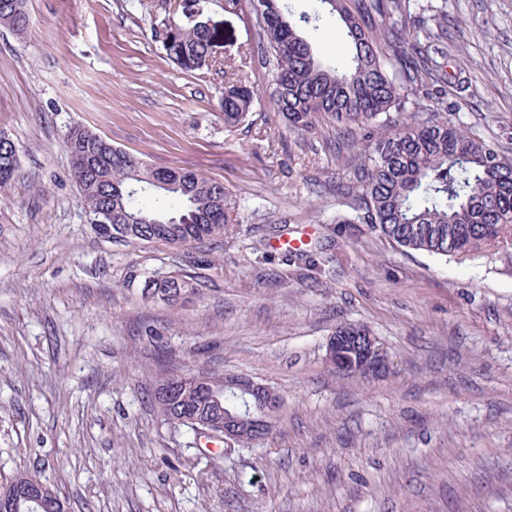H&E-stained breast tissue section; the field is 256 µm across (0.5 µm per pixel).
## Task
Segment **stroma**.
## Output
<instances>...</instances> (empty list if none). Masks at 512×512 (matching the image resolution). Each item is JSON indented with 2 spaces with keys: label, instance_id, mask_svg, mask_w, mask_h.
Masks as SVG:
<instances>
[{
  "label": "stroma",
  "instance_id": "35a3bbf8",
  "mask_svg": "<svg viewBox=\"0 0 512 512\" xmlns=\"http://www.w3.org/2000/svg\"><path fill=\"white\" fill-rule=\"evenodd\" d=\"M190 2L219 32L184 70L158 37ZM448 117L512 160V0H428ZM0 28V130L21 176L0 189V477L39 471L69 512H512V258L406 252L337 194L349 179L322 127L301 138L269 106L249 0H28ZM347 62L336 19L304 28ZM258 93L226 127L237 68ZM89 127L157 168L220 180L238 204L192 256L99 235L63 146ZM303 239L291 261L280 239ZM190 301L146 294L165 276ZM354 323L391 370L336 373L327 341ZM240 374L284 399L252 447L204 446L152 401L164 371ZM26 0H0V26L22 36L29 26Z\"/></svg>",
  "mask_w": 512,
  "mask_h": 512
}]
</instances>
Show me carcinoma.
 <instances>
[{"instance_id":"obj_1","label":"carcinoma","mask_w":512,"mask_h":512,"mask_svg":"<svg viewBox=\"0 0 512 512\" xmlns=\"http://www.w3.org/2000/svg\"><path fill=\"white\" fill-rule=\"evenodd\" d=\"M336 15L349 63L321 58L303 35L308 17L295 16L280 0H250L262 23L266 50L275 58L269 104L298 136L323 123L336 138L348 137L360 160L337 192L364 211L366 222L406 252L476 259L512 244V162L484 140L448 121V94L440 54L420 0H367L352 10L346 0H318ZM0 26L22 36L29 26L26 0H0ZM214 32L185 27L164 30L167 57L189 70L188 61L211 54ZM224 88V125L245 122L254 102L248 76L236 73ZM64 147L83 160L78 184L85 212L111 218L112 238L125 242L161 240L186 248L204 238H220L237 218L236 201L224 183L185 168H154L112 145L93 130L74 125ZM20 149L0 140V188L19 176ZM153 293L168 304L194 294L189 282L168 276L153 282ZM214 401L200 397L192 381L166 393L162 377L154 404L168 421L192 427L197 416L214 430L224 426V410L239 398L224 391L223 378L210 376ZM33 499L16 498L13 512H68L55 486L35 470L0 479V495L21 487Z\"/></svg>"}]
</instances>
